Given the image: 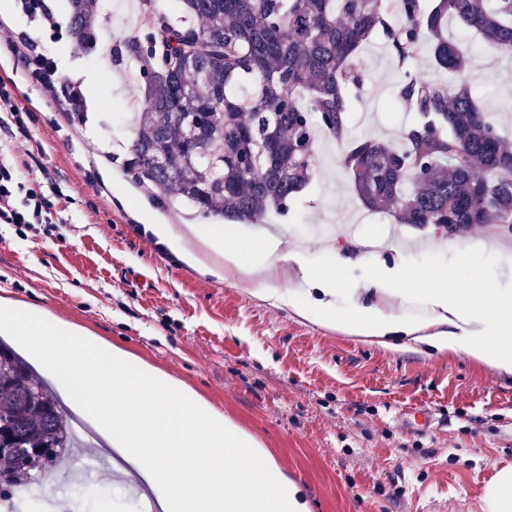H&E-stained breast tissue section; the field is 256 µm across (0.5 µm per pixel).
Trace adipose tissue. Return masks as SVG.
<instances>
[{"instance_id":"adipose-tissue-1","label":"adipose tissue","mask_w":512,"mask_h":512,"mask_svg":"<svg viewBox=\"0 0 512 512\" xmlns=\"http://www.w3.org/2000/svg\"><path fill=\"white\" fill-rule=\"evenodd\" d=\"M190 232L213 250L223 251L225 264L238 269L243 284L253 287L256 296L288 305L303 318L381 345L402 336L414 347L461 352L512 375L511 291L452 286L444 277L425 279L410 268L383 264L372 269L365 282L374 301L341 313L334 300L346 284L338 272L358 261V247L334 253L333 271L320 272L311 268L302 252L281 251L280 238L263 231L246 242L225 239L220 224L208 229L194 226ZM282 263L293 269L302 292L276 285ZM413 305L418 308L414 314L409 311Z\"/></svg>"}]
</instances>
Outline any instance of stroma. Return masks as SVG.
Instances as JSON below:
<instances>
[{"label": "stroma", "instance_id": "obj_1", "mask_svg": "<svg viewBox=\"0 0 512 512\" xmlns=\"http://www.w3.org/2000/svg\"><path fill=\"white\" fill-rule=\"evenodd\" d=\"M0 12V79L62 193L29 224H0V297L36 306L117 346L191 391L255 437L281 474L298 485L307 512H482L484 486L512 464V375L464 354L395 350L299 317L242 288L224 258L189 238L187 250L160 244L151 224L214 225L189 204L159 202L123 166L132 139L127 104L137 71L100 49H75L67 0H46L50 21H30L21 0ZM98 38L138 33L124 0H99ZM54 58L60 78L82 84V121L23 72L22 35ZM468 50L472 92L512 142V59L497 56L470 30L449 23ZM365 84L350 121L357 136L398 138L412 116L397 98L403 80L383 37L354 57ZM317 168L287 213L263 225L282 250L327 268L355 237L383 245L387 259L483 287L512 290V235L474 226L455 245L432 228L394 223L366 210L339 165L341 148L316 134ZM195 263H188L185 251ZM426 409L428 428L405 412ZM97 447L73 458L95 468L93 485L114 512H136L135 494L96 465Z\"/></svg>", "mask_w": 512, "mask_h": 512}]
</instances>
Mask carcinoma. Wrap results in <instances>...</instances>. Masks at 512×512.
<instances>
[{"label": "carcinoma", "mask_w": 512, "mask_h": 512, "mask_svg": "<svg viewBox=\"0 0 512 512\" xmlns=\"http://www.w3.org/2000/svg\"><path fill=\"white\" fill-rule=\"evenodd\" d=\"M142 2L144 38L112 54L136 63L141 78L124 165L157 197L258 224L308 185L320 129L345 147L341 168L366 209L440 226L448 239L512 225V145L472 96L468 56L448 37L454 19L512 57V0H180L176 18ZM69 8L84 50L92 0ZM378 31L404 76L398 97L415 115L396 141L356 136L349 117L351 89L364 86L353 58ZM425 47L460 78L453 95L412 74ZM74 440L56 398L0 341V448L11 449L0 455V498L28 487Z\"/></svg>", "instance_id": "obj_1"}]
</instances>
